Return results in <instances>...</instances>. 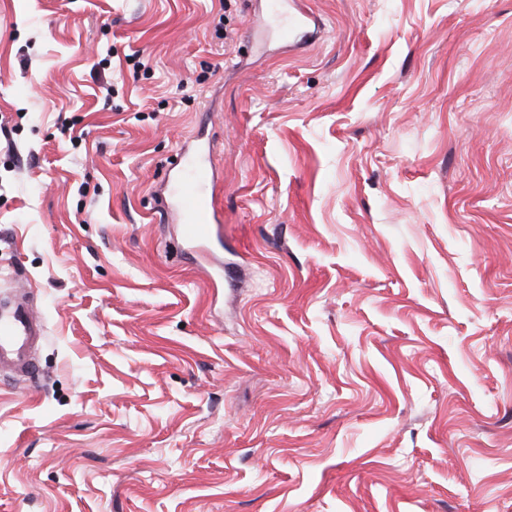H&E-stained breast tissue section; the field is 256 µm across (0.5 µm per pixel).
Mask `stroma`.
Instances as JSON below:
<instances>
[{
	"label": "stroma",
	"instance_id": "35a3bbf8",
	"mask_svg": "<svg viewBox=\"0 0 512 512\" xmlns=\"http://www.w3.org/2000/svg\"><path fill=\"white\" fill-rule=\"evenodd\" d=\"M298 2L0 0V512H512V0ZM288 5L290 2L285 0L268 1L269 12L275 20L279 21V33L287 43L297 29L307 26L305 14L297 7H293L290 11ZM184 174L173 188L176 210L185 218L181 233L192 250L222 246L224 230L213 204L215 175L211 164L180 152L179 167ZM39 319L23 300L0 305V371L11 368L32 375L36 365L32 349L41 339Z\"/></svg>",
	"mask_w": 512,
	"mask_h": 512
}]
</instances>
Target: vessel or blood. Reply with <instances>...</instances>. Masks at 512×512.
<instances>
[{
  "label": "vessel or blood",
  "mask_w": 512,
  "mask_h": 512,
  "mask_svg": "<svg viewBox=\"0 0 512 512\" xmlns=\"http://www.w3.org/2000/svg\"><path fill=\"white\" fill-rule=\"evenodd\" d=\"M268 9L279 22L282 39H291L297 29L306 27V16L299 9L289 8L287 0H269ZM183 174L173 188L176 210L185 222L181 228L185 244L204 251L222 244L223 226L215 212L213 197L215 175L212 165L181 154ZM43 335L42 325L28 305L14 300L0 305V369L11 368L34 374L36 365L32 349Z\"/></svg>",
  "instance_id": "obj_1"
}]
</instances>
